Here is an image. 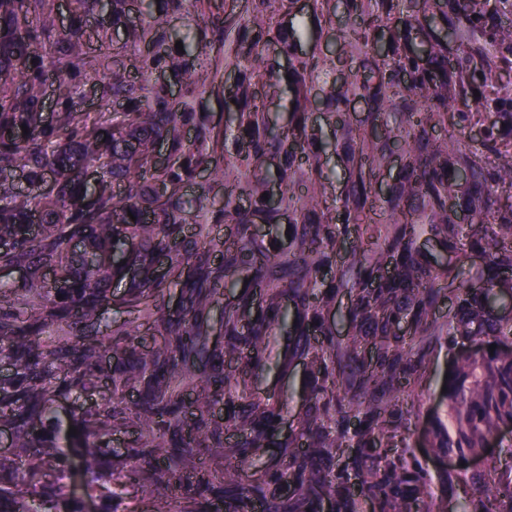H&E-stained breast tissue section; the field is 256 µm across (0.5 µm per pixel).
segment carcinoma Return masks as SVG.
Returning a JSON list of instances; mask_svg holds the SVG:
<instances>
[{
    "label": "carcinoma",
    "instance_id": "cac0c4a2",
    "mask_svg": "<svg viewBox=\"0 0 512 512\" xmlns=\"http://www.w3.org/2000/svg\"><path fill=\"white\" fill-rule=\"evenodd\" d=\"M214 2L149 0L134 21V0H109L98 38L116 57L137 53L140 75L115 67L101 77L84 38L99 0H71L65 31L57 0H0V268L22 270L0 283V362L12 369L0 419L20 448L0 456V512H82L69 484L78 424L86 493L120 500L139 484L153 512H170L186 488L205 512H319L321 492L336 512H357L359 498L369 512H434L420 462L376 448L432 343L512 340V320L496 312L512 296V204L501 203L512 192V85L499 82L512 71V0H308L305 11L299 0H240L219 16ZM174 17L191 20L178 40ZM315 30L339 31V51L312 42ZM48 75L55 112L45 123ZM89 80L95 112L82 107ZM207 83L224 93L222 125L196 107ZM284 94L288 120L276 124L270 106ZM203 172L219 176V210ZM242 277L248 291L224 304V345L212 347V309ZM341 294L347 340L329 322ZM110 300L136 317L106 342L94 333ZM142 325L161 339L147 353L131 340ZM278 327L299 337L296 354L319 384L278 444L280 468L257 475L247 449L270 443L287 404L275 391L253 396L247 376L264 368ZM361 337L378 344L376 358ZM198 364L212 373L196 375ZM104 379L114 394L139 387L138 400L56 412V392L91 396ZM505 424L512 350L457 355L446 440L432 447L478 456ZM129 426L136 462L103 468ZM225 429L235 441L224 442L220 475L199 457ZM335 456L359 495L329 478L323 461ZM448 477L472 491L467 512H512L511 477L497 490L466 469Z\"/></svg>",
    "mask_w": 512,
    "mask_h": 512
}]
</instances>
